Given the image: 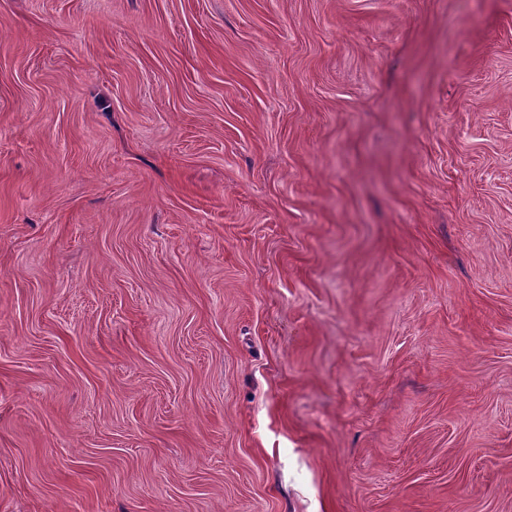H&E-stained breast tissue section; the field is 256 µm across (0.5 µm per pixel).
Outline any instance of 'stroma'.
I'll return each instance as SVG.
<instances>
[{"mask_svg":"<svg viewBox=\"0 0 512 512\" xmlns=\"http://www.w3.org/2000/svg\"><path fill=\"white\" fill-rule=\"evenodd\" d=\"M0 512H512V0H0Z\"/></svg>","mask_w":512,"mask_h":512,"instance_id":"stroma-1","label":"stroma"}]
</instances>
